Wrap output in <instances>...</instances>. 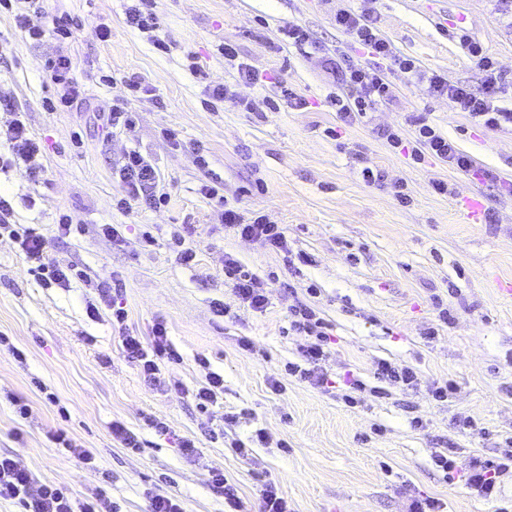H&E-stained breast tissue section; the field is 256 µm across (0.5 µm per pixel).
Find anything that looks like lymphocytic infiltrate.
<instances>
[{
	"label": "lymphocytic infiltrate",
	"instance_id": "lymphocytic-infiltrate-1",
	"mask_svg": "<svg viewBox=\"0 0 512 512\" xmlns=\"http://www.w3.org/2000/svg\"><path fill=\"white\" fill-rule=\"evenodd\" d=\"M15 6L14 20L21 33L29 38L39 40L49 36L55 39H68L74 34L69 18L47 11L44 0H13ZM40 16L43 23L34 26L31 16ZM336 24L367 48L372 56L387 59L394 58L389 43L379 37L374 17L367 13L341 11L336 16ZM469 51L477 57L486 73L487 90L475 94L466 87L449 83L447 78L434 74L426 79L432 95L446 96L454 100L460 111L466 112L474 121L488 127L512 124V112H504L493 105L495 95L500 92L499 73L495 61L483 56L478 45H470ZM47 69L54 85V92L45 100V110L55 113L59 107H70L78 102L84 89L73 74V62L64 54L51 57ZM330 69L343 86L344 91L336 98V105L344 123L351 124L362 120L380 103L391 100L392 85L384 71L376 65H346L331 62ZM415 135L412 141H403L399 129L395 126L379 128L378 133L392 147H406L414 162L424 161L432 156L449 166L469 172L473 164L469 156L460 152L454 143L436 132L427 124L425 118L413 120ZM116 174L123 192L115 197V206L121 210L130 209L138 203L155 207L161 198L157 194L158 171L151 161L138 151L125 154ZM14 209L11 202L0 197V231L7 232L18 244L31 271L44 285L68 286L72 275L70 267H65L49 258L44 253V236L38 228L13 223ZM222 220L226 228L234 230L241 238L260 240L271 249L287 251L288 239L282 225L273 223L266 215L255 213L244 216L241 209L230 205L224 208ZM224 274L233 282V290L240 303L253 311H263L268 303L267 285L255 274L245 270L233 256L224 259ZM119 329V339L124 356L136 366L140 373L160 390H168L169 385L162 373V367L168 363L179 362L181 356L168 338L165 324L156 323L150 337H142L130 331L125 324L123 309L112 312ZM291 328L303 341L299 345L301 363L288 366V373L314 387L324 388L328 378L324 372L327 359L325 345L326 323L316 311L308 305L297 304L289 308ZM433 464L447 476L460 478L468 489L488 498L493 496L498 483L505 478H512V453L494 460L474 457L465 468H458L456 451L452 448L432 452ZM0 499L18 501L24 512H121L117 502L101 494L82 500L73 499L70 493L55 484L37 483L34 474L19 467L8 457L0 456Z\"/></svg>",
	"mask_w": 512,
	"mask_h": 512
}]
</instances>
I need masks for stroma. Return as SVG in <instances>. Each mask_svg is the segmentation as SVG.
I'll use <instances>...</instances> for the list:
<instances>
[{
	"label": "stroma",
	"mask_w": 512,
	"mask_h": 512,
	"mask_svg": "<svg viewBox=\"0 0 512 512\" xmlns=\"http://www.w3.org/2000/svg\"><path fill=\"white\" fill-rule=\"evenodd\" d=\"M157 51L146 34L129 27V0H50L76 30L61 44L35 41L15 31L13 15L0 10V94L11 98L29 131L44 147L42 179L31 180L22 162L0 167V196L9 199L18 224L38 227L47 253L77 266L86 280L46 287L30 273L17 245L0 236V454L13 458L39 481L65 487L76 499L102 492L124 512H145V494L178 499L182 512H224V497L210 472L232 479L249 512H256L264 482H275L293 512H407L411 498L435 497L445 512H512V483L487 501L461 481H448L431 453L453 448L459 463L499 457L512 439V127H485L448 98L397 69L387 71L393 98L367 118L344 124L333 98L339 88L326 62L369 57L336 25L338 12H370L394 55L421 70L479 92L485 73L469 52L480 45L494 58L503 90L499 109L512 111V8L502 0H153ZM112 27L110 41L94 32ZM307 30L312 47L300 50L283 36L286 27ZM236 60H225L221 44ZM64 53L75 62L85 89L82 101L48 114L52 91L48 58ZM263 78L242 83L238 64ZM111 83L101 82V75ZM137 76L147 94L129 97L125 81ZM287 84L308 103L249 112L239 99L274 100ZM224 84L236 100L216 102L207 88ZM126 101L136 114L131 131L104 138L97 131L101 106ZM423 115L497 182L473 177L438 160L414 164L377 136L383 125L409 129ZM175 130L180 145L163 137ZM203 148L199 167L191 144ZM139 150L155 163L157 209L115 208L122 186L115 174L124 154ZM383 170L384 185L365 183L362 165ZM448 181L454 196L436 194L432 182ZM410 196L401 205L393 183ZM217 185L219 199L201 193ZM266 214L283 225L288 253L226 230L221 201ZM74 229L62 235L59 213ZM110 224L120 242L103 235ZM195 259L182 263L180 248ZM269 283L264 312L243 307L224 279V257ZM108 277L121 286L127 324L149 335L155 322L182 356L167 366L172 391L147 384L126 362L112 314L86 312L98 294L88 279ZM315 286V297L305 290ZM310 300L331 329L326 369L333 388L321 390L285 374L298 361L300 337L288 332V309ZM223 303L217 315L215 303ZM448 322L439 324L440 307ZM434 338H426L429 327ZM255 349L243 351L241 340ZM20 356H13V349ZM206 357L209 369L197 359ZM407 365L417 374L408 390L380 386L376 362ZM224 377V392L200 410L194 391L207 371ZM363 384L360 403L345 404L350 377ZM278 378L281 391L269 380ZM451 380L447 401L432 399L434 383ZM28 415L17 412L18 404ZM154 414L166 420V437L143 426ZM424 425L417 428L413 417ZM472 417L480 431H460ZM139 432L140 452L112 438L113 422ZM262 429L286 448H257L253 459L229 446ZM95 458L87 467L57 448L58 432ZM195 442L189 457L179 438Z\"/></svg>",
	"instance_id": "stroma-1"
}]
</instances>
